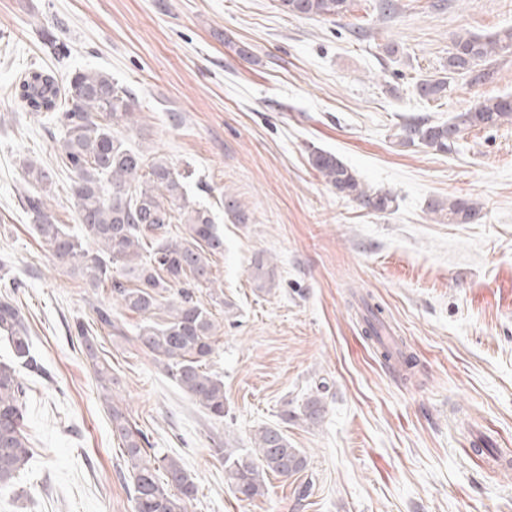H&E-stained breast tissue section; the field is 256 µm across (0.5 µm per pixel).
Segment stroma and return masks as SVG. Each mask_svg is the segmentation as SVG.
Here are the masks:
<instances>
[{"label": "stroma", "mask_w": 512, "mask_h": 512, "mask_svg": "<svg viewBox=\"0 0 512 512\" xmlns=\"http://www.w3.org/2000/svg\"><path fill=\"white\" fill-rule=\"evenodd\" d=\"M382 3L350 0L342 16L309 19L278 0H0V258L46 369L28 379L33 457L0 490V512H133L108 405L74 331L111 304V290L60 265L24 208L31 159L56 181L57 223L81 231L51 116L14 105L32 68L61 81L102 70L132 87L138 123L119 137L166 156L224 235L215 286L196 291L221 326L206 369L224 382L223 421L140 347L138 315L98 332L113 398L153 453L192 475L190 512H512V467L487 464L512 459V124L464 131L448 154L396 137L407 122L512 95V51L493 58L483 83L457 76L429 101L416 89L444 75L457 35L512 28V0ZM44 29L66 58L44 47ZM315 150L391 191L392 210L337 194L310 165ZM228 193L244 220L225 211ZM451 197L479 202L476 219L431 213ZM258 255L274 267L268 291L249 276ZM356 293L384 308L418 359L414 377L366 339ZM314 397L323 413L309 425L299 414ZM263 426L281 428L307 466L241 501L217 450L251 453ZM478 432L482 454L469 445Z\"/></svg>", "instance_id": "35a3bbf8"}]
</instances>
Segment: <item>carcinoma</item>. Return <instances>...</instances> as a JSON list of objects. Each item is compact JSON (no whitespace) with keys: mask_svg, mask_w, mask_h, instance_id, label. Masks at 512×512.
I'll return each mask as SVG.
<instances>
[{"mask_svg":"<svg viewBox=\"0 0 512 512\" xmlns=\"http://www.w3.org/2000/svg\"><path fill=\"white\" fill-rule=\"evenodd\" d=\"M282 11L297 17L341 16L348 0H278ZM512 48V28L483 37L465 32L456 37L448 55V74L479 82L486 77L480 66L499 52ZM445 77L419 83V95L441 96ZM19 106L36 116L51 115L61 131L58 163L70 173V192L84 236L70 234L48 206L53 176L33 161L24 163L31 191L25 208L49 251L78 272L93 288L108 283L113 305L139 315L136 341L150 353L165 375L216 421L224 420V382L203 369L214 352L219 324L196 297L195 289L209 278V256L224 251V236L207 209L190 199L184 176L168 159L148 155L125 145L115 128L137 124L135 96L111 75L95 70H75L65 83L51 74L29 70L16 86ZM512 124V97L478 101L448 122L414 121L403 126L404 141L448 153L457 140L448 139V127L457 133L471 128ZM311 166L336 192L360 201L374 211L392 208L389 192L370 191L356 172L326 151L310 155ZM480 206L473 200L450 198L432 204L433 213L446 212L448 223L467 224ZM182 216L184 234L169 236L168 226ZM250 276L259 290L273 283V266L263 257L254 259ZM366 338L380 348L382 359L396 361L404 375L413 373L417 360L398 341L387 343L379 335L383 309L363 301ZM79 343L96 366L101 387L112 391L110 367L98 361L97 337L83 322L75 324ZM0 338L13 352L0 361V488L14 483L33 456L28 433V386L21 371L44 374L40 357L18 303L0 298ZM112 433L120 441L132 486L134 512H189L196 499L194 478L176 458L158 459L147 453L148 435L132 421L122 406L110 405ZM252 453L224 454L225 479L236 497L252 501L265 494L268 476L291 477L306 468L302 452L275 427H261L253 436Z\"/></svg>","mask_w":512,"mask_h":512,"instance_id":"carcinoma-1","label":"carcinoma"}]
</instances>
